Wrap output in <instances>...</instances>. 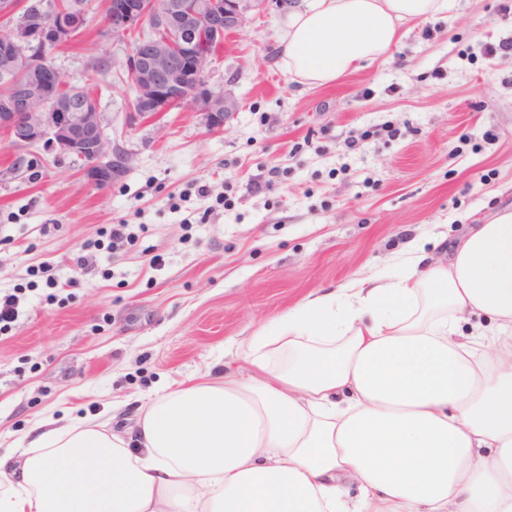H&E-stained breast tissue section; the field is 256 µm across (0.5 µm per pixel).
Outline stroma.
<instances>
[{"mask_svg":"<svg viewBox=\"0 0 512 512\" xmlns=\"http://www.w3.org/2000/svg\"><path fill=\"white\" fill-rule=\"evenodd\" d=\"M502 4L448 0L387 58L311 89L275 61L289 12H251L208 67L240 102L212 132L185 107L130 122L133 43L86 0L51 61L130 162L107 188L68 161L34 175L0 132V292L20 298L0 332V454L42 418L107 423L118 402L130 418L129 397L235 370L238 346L309 294L511 205L512 56L482 53L512 39ZM114 224L132 242L93 249Z\"/></svg>","mask_w":512,"mask_h":512,"instance_id":"1","label":"stroma"}]
</instances>
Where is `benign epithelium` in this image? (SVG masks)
<instances>
[{
  "mask_svg": "<svg viewBox=\"0 0 512 512\" xmlns=\"http://www.w3.org/2000/svg\"><path fill=\"white\" fill-rule=\"evenodd\" d=\"M290 0H224L223 10L212 0H109L106 20L112 39L122 41L145 24L167 31L137 42L127 59L134 73L130 84L135 111L130 120L186 106L201 116L210 130L238 111L231 92L216 89L206 79L208 54L199 50L196 34L207 31L217 41L242 28L252 11L284 10ZM10 20L0 34V83L10 87L0 96V129L13 145H40L57 158L83 162L87 177L97 185L118 179L129 157L106 140L97 101L79 91L53 95L61 75L45 55L52 46L69 43L84 25L80 6L60 8L50 0H0V19Z\"/></svg>",
  "mask_w": 512,
  "mask_h": 512,
  "instance_id": "1",
  "label": "benign epithelium"
}]
</instances>
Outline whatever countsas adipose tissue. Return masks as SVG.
I'll use <instances>...</instances> for the list:
<instances>
[{
    "label": "adipose tissue",
    "instance_id": "adipose-tissue-1",
    "mask_svg": "<svg viewBox=\"0 0 512 512\" xmlns=\"http://www.w3.org/2000/svg\"><path fill=\"white\" fill-rule=\"evenodd\" d=\"M447 10L307 0L275 52L325 86ZM240 358L157 394L124 431L45 419L21 461L0 455V512H512V208L310 294Z\"/></svg>",
    "mask_w": 512,
    "mask_h": 512
}]
</instances>
